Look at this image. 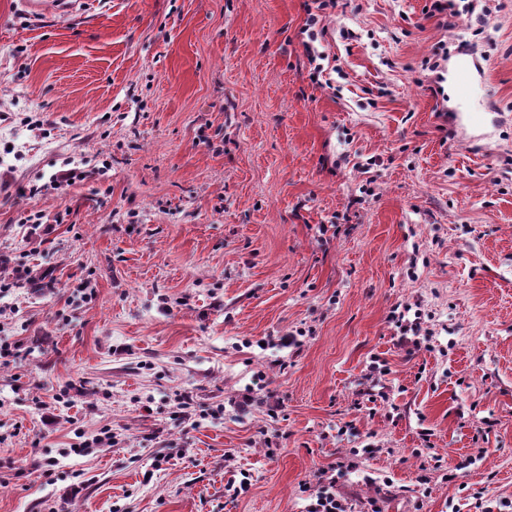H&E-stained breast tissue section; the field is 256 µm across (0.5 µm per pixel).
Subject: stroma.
<instances>
[{"mask_svg": "<svg viewBox=\"0 0 512 512\" xmlns=\"http://www.w3.org/2000/svg\"><path fill=\"white\" fill-rule=\"evenodd\" d=\"M305 2L0 0V512L512 503V0ZM311 3H308L306 5V11L308 18L306 20L305 28L303 30V33L308 32V38L311 42L315 41L317 39L316 34L311 30L317 22L318 18L320 17L321 13H326L328 9L336 8V1L335 0H310ZM115 438L116 435H113L112 429L107 426H103L91 438H86L85 440L81 441L77 445L78 447L72 448L71 451L78 455H88L94 448H99L104 444L113 445L116 443ZM328 473L329 471H322L318 476V489L309 494L311 502L307 505L306 512H351L348 502L336 496V492L332 490L335 480L332 475L327 476Z\"/></svg>", "mask_w": 512, "mask_h": 512, "instance_id": "1", "label": "stroma"}]
</instances>
